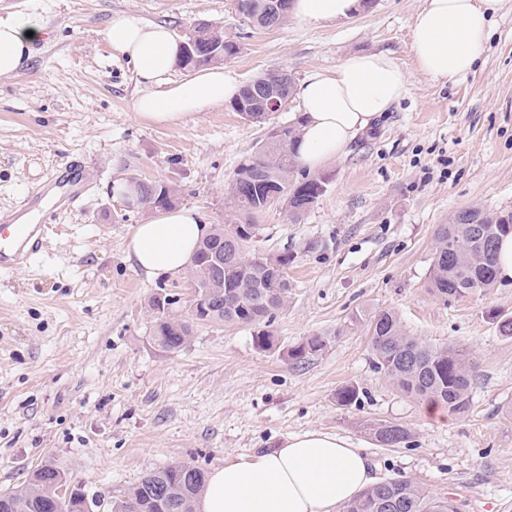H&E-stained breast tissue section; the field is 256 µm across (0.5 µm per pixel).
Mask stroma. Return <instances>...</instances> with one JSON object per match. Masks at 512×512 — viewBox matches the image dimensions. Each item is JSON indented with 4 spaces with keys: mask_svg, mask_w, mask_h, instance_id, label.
Instances as JSON below:
<instances>
[{
    "mask_svg": "<svg viewBox=\"0 0 512 512\" xmlns=\"http://www.w3.org/2000/svg\"><path fill=\"white\" fill-rule=\"evenodd\" d=\"M424 5L374 0L340 21L291 16L263 29L233 0H0V17L44 28L29 64L0 82V212L69 162L92 173L72 208L47 199L33 210V223L52 222L42 251L0 275V489L50 463L109 502L170 464L209 473L319 430L364 449L377 479L415 482L459 512H512V338L489 317H512V281L447 303L428 290L441 224L467 206L512 212V0L474 71L448 82L415 61ZM121 13L178 38L208 21L238 43L224 66L242 82L282 70L298 83L368 51L390 52L407 79L406 96L321 169L327 188L314 207L294 217L280 204L255 219L249 251L296 257L273 350H258L245 325L195 324L174 351L153 338L151 300L176 296L185 312L188 277L150 278L128 260L152 209L126 208L113 181L177 185V206L229 224L228 187L266 129L227 104L171 125L140 119L134 67L105 37ZM379 310L396 312L408 335L466 353L468 413L436 417L376 369L368 317ZM311 336L324 350L289 359ZM347 384L360 397L342 407ZM381 421L406 427L408 443L380 445L371 427Z\"/></svg>",
    "mask_w": 512,
    "mask_h": 512,
    "instance_id": "35a3bbf8",
    "label": "stroma"
}]
</instances>
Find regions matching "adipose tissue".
Instances as JSON below:
<instances>
[{
	"instance_id": "1",
	"label": "adipose tissue",
	"mask_w": 512,
	"mask_h": 512,
	"mask_svg": "<svg viewBox=\"0 0 512 512\" xmlns=\"http://www.w3.org/2000/svg\"><path fill=\"white\" fill-rule=\"evenodd\" d=\"M503 0H426L412 33L419 69L448 81L468 74L485 51L492 17ZM362 0H294L297 17L311 23L339 21L363 10ZM42 25L0 17V78L16 75L32 58ZM106 38L134 66L140 89L134 109L147 121L173 123L233 101L241 85L221 67L175 83L171 72L180 46L168 27L133 14L112 17ZM295 93L302 109L293 151L315 171L345 155L356 137L403 99L407 81L386 52H360L336 69L311 71ZM211 232L191 208H179L136 225L127 256L147 276L175 277L190 266ZM372 462L363 449L338 435L309 431L280 448L215 469L199 499L200 512H338L372 484Z\"/></svg>"
}]
</instances>
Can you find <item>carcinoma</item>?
<instances>
[{"instance_id":"carcinoma-1","label":"carcinoma","mask_w":512,"mask_h":512,"mask_svg":"<svg viewBox=\"0 0 512 512\" xmlns=\"http://www.w3.org/2000/svg\"><path fill=\"white\" fill-rule=\"evenodd\" d=\"M237 12L245 19L265 8L266 0H235ZM209 43L224 46V57L203 56L192 67L222 62L238 53V45L224 33L210 26L205 30ZM299 128L295 124L278 127L280 143L263 141L256 154L237 167L229 186V197L241 218L235 231L247 235L234 239L221 227L209 237L214 244L224 243V274L220 275L219 292L224 295V314L212 317L218 323L246 325L254 328L253 343L261 351L271 349L273 335L268 330L276 314L288 303V266L295 261L292 252L278 254L249 253L244 250L256 225L253 218L273 205L277 197L288 212L297 217L312 208L326 191V179H297V161L292 152ZM149 202L163 197L164 206L175 203L174 187L143 185ZM224 232V237L217 236ZM512 232V212H494L469 206L462 208L440 226L430 267L428 288L446 302L459 300L495 285L497 276L494 255L501 236ZM177 299L153 298L156 313L154 337L164 347H181L184 337L192 335L193 323L185 321L179 328L169 323V306ZM373 361L378 371L403 393L442 405L448 412H468L474 383L473 367L455 348L434 346L408 335L399 316L380 310L370 317ZM324 341L310 336L289 349L288 357L296 362L322 351ZM377 439L385 446H396L410 439V432L399 424L384 422L373 425ZM164 478L160 487L153 486L155 473H147L124 498L110 505V512H159L162 498L175 500L177 512H196V503L206 483L205 473L190 463H175L158 470ZM68 486L67 475L51 464L35 469L27 486L0 490V505L6 512H79V489L70 495L56 494V486ZM345 512H455V506L435 497L410 480L384 479L366 488L343 506Z\"/></svg>"}]
</instances>
